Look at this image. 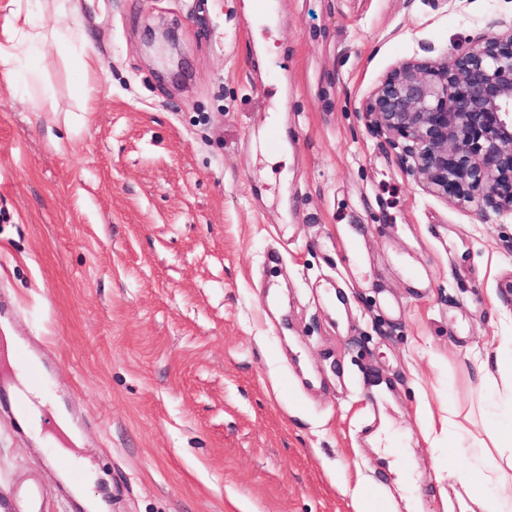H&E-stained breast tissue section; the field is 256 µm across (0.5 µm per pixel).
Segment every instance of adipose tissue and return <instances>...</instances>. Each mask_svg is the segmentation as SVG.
<instances>
[{
  "label": "adipose tissue",
  "instance_id": "obj_1",
  "mask_svg": "<svg viewBox=\"0 0 512 512\" xmlns=\"http://www.w3.org/2000/svg\"><path fill=\"white\" fill-rule=\"evenodd\" d=\"M82 39L65 9H58L51 22L39 24L20 0H0V76L11 77L21 57L44 62L56 43L76 45ZM492 342L493 349H476L470 355L482 385L490 389L485 436H473L457 413L439 420L441 431L454 433L452 454L480 469L483 489L461 498V512H512V336H496Z\"/></svg>",
  "mask_w": 512,
  "mask_h": 512
}]
</instances>
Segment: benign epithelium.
<instances>
[{"label": "benign epithelium", "instance_id": "obj_1", "mask_svg": "<svg viewBox=\"0 0 512 512\" xmlns=\"http://www.w3.org/2000/svg\"><path fill=\"white\" fill-rule=\"evenodd\" d=\"M497 26L449 63H402L362 107L408 175L483 220L512 217V22Z\"/></svg>", "mask_w": 512, "mask_h": 512}]
</instances>
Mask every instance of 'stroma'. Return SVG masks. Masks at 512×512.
<instances>
[{"label": "stroma", "mask_w": 512, "mask_h": 512, "mask_svg": "<svg viewBox=\"0 0 512 512\" xmlns=\"http://www.w3.org/2000/svg\"><path fill=\"white\" fill-rule=\"evenodd\" d=\"M64 3L102 67L0 77V335L78 432L0 420V495L65 512L76 469L103 512H458L422 427L484 430L512 219L427 193L362 103L512 0Z\"/></svg>", "instance_id": "1"}]
</instances>
